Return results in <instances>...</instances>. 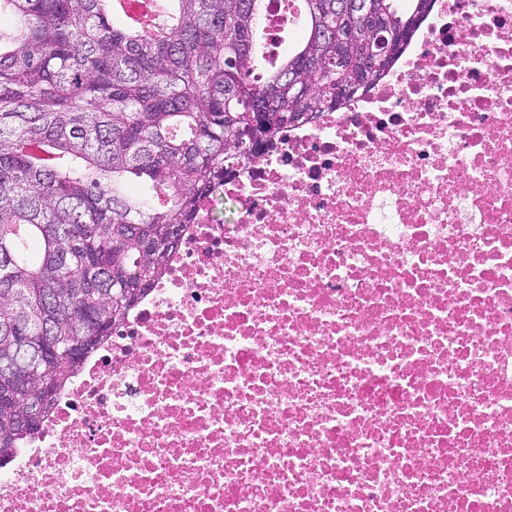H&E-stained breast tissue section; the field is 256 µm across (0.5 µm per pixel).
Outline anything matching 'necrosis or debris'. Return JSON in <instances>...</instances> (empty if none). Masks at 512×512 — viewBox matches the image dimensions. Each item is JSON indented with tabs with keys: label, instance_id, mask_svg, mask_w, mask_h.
I'll list each match as a JSON object with an SVG mask.
<instances>
[{
	"label": "necrosis or debris",
	"instance_id": "1",
	"mask_svg": "<svg viewBox=\"0 0 512 512\" xmlns=\"http://www.w3.org/2000/svg\"><path fill=\"white\" fill-rule=\"evenodd\" d=\"M0 512H512V0L234 165Z\"/></svg>",
	"mask_w": 512,
	"mask_h": 512
}]
</instances>
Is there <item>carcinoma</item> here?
I'll list each match as a JSON object with an SVG mask.
<instances>
[{
  "instance_id": "obj_1",
  "label": "carcinoma",
  "mask_w": 512,
  "mask_h": 512,
  "mask_svg": "<svg viewBox=\"0 0 512 512\" xmlns=\"http://www.w3.org/2000/svg\"><path fill=\"white\" fill-rule=\"evenodd\" d=\"M158 36H138L113 0H0V460L32 435L59 390L111 336L165 270L172 227L192 223L229 163L283 127L319 111L326 88L288 89V71L320 50L328 26L354 19L336 0H302L300 31L269 38L295 18L259 12L267 0H158ZM376 36L393 45L380 78L435 0H380ZM267 112L258 138L249 116ZM235 158L224 160V148ZM161 246L152 257L145 242ZM59 350L22 386L17 369L33 342Z\"/></svg>"
}]
</instances>
